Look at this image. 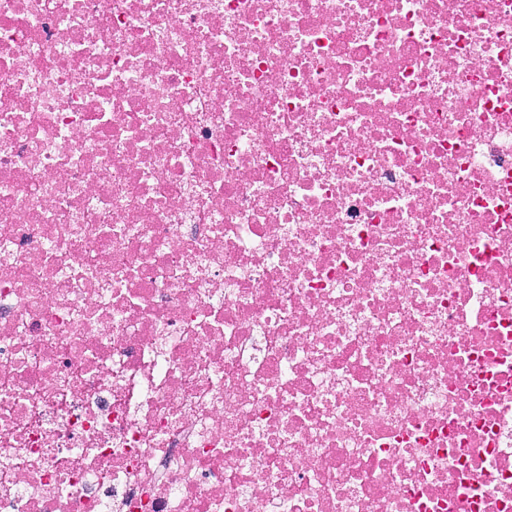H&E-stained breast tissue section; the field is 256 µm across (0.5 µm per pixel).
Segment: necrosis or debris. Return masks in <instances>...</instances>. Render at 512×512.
Here are the masks:
<instances>
[{"instance_id":"necrosis-or-debris-1","label":"necrosis or debris","mask_w":512,"mask_h":512,"mask_svg":"<svg viewBox=\"0 0 512 512\" xmlns=\"http://www.w3.org/2000/svg\"><path fill=\"white\" fill-rule=\"evenodd\" d=\"M0 512H512V0H0Z\"/></svg>"}]
</instances>
